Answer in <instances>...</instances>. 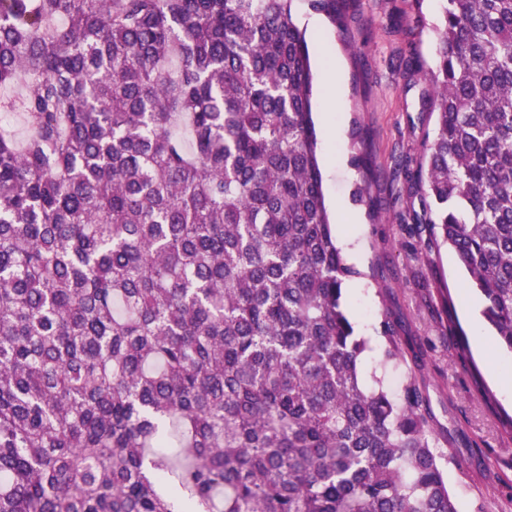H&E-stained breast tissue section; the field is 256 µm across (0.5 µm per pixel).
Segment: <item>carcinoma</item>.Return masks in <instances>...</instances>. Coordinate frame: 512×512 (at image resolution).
Listing matches in <instances>:
<instances>
[{
    "instance_id": "cac0c4a2",
    "label": "carcinoma",
    "mask_w": 512,
    "mask_h": 512,
    "mask_svg": "<svg viewBox=\"0 0 512 512\" xmlns=\"http://www.w3.org/2000/svg\"><path fill=\"white\" fill-rule=\"evenodd\" d=\"M442 2L414 224L512 352V0ZM292 5L0 0V512H458L359 381Z\"/></svg>"
}]
</instances>
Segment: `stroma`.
Masks as SVG:
<instances>
[{
	"instance_id": "1",
	"label": "stroma",
	"mask_w": 512,
	"mask_h": 512,
	"mask_svg": "<svg viewBox=\"0 0 512 512\" xmlns=\"http://www.w3.org/2000/svg\"><path fill=\"white\" fill-rule=\"evenodd\" d=\"M297 22L306 31L313 74H320L318 52L330 48L344 78V97L329 128L322 109V84H315L313 119L318 136L323 192L336 241L360 277L344 284L346 308L368 349L358 363L361 383L399 397L402 383L415 377L439 441L450 456L444 470L458 512H512V439L500 421L512 415V353L494 342L481 316L479 292L454 251L441 239L411 231L421 200L406 178L424 155L434 119L422 110L429 89L424 71L435 64L433 26L440 0H347L346 25L337 28L312 11L307 0H294ZM417 54L422 75L404 77L401 59ZM361 127L364 144H355L353 127ZM367 146L375 178L368 192L377 204L369 212L352 193L363 180L351 164ZM401 322L406 346L421 350L419 365L381 361L377 328L382 312ZM490 343L500 372L492 377L478 350ZM492 404H485L480 390Z\"/></svg>"
}]
</instances>
